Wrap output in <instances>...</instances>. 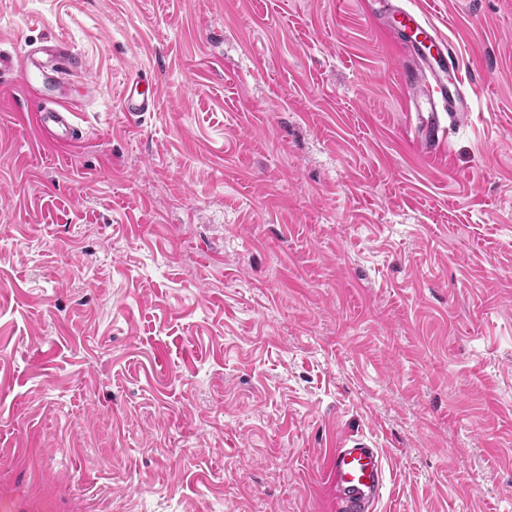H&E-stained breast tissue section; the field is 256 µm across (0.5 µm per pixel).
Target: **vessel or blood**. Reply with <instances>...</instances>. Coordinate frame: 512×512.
<instances>
[{
    "label": "vessel or blood",
    "instance_id": "b4317fda",
    "mask_svg": "<svg viewBox=\"0 0 512 512\" xmlns=\"http://www.w3.org/2000/svg\"><path fill=\"white\" fill-rule=\"evenodd\" d=\"M372 16L405 61L397 72L408 93L407 112L416 144L435 150L448 138V124L463 121L472 110L464 90L462 56L452 40L441 37L423 14L403 8L398 0H369ZM84 71L82 57L65 41L51 38L31 45L24 53L0 52V86L23 84L37 95L40 132L55 142L68 143L81 136L74 117L83 103L74 98L76 76ZM145 72L128 79L122 90V107L136 121L155 111L159 93L152 90ZM325 469L339 512H375L385 481L379 449L356 439L338 443L326 457Z\"/></svg>",
    "mask_w": 512,
    "mask_h": 512
}]
</instances>
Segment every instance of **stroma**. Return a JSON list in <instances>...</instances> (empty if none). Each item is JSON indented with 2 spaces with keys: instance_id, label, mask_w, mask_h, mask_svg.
<instances>
[{
  "instance_id": "1",
  "label": "stroma",
  "mask_w": 512,
  "mask_h": 512,
  "mask_svg": "<svg viewBox=\"0 0 512 512\" xmlns=\"http://www.w3.org/2000/svg\"><path fill=\"white\" fill-rule=\"evenodd\" d=\"M404 3L472 102L434 154L366 0H0L96 85L64 147L0 92L11 512H326L340 439L376 512H512V0ZM151 85L152 91L141 90V85ZM158 88L152 77L142 71L128 79L122 90V107L127 117L136 122L148 112H155L158 105ZM324 465L340 512H375L385 481L379 448L362 439L344 440Z\"/></svg>"
}]
</instances>
